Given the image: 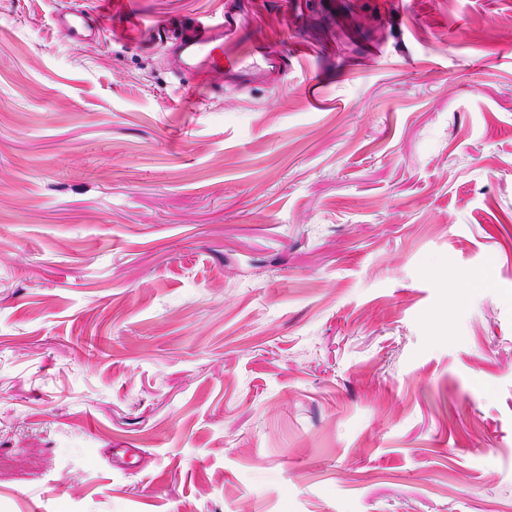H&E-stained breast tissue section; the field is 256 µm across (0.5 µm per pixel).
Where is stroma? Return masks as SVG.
<instances>
[{"label":"stroma","mask_w":512,"mask_h":512,"mask_svg":"<svg viewBox=\"0 0 512 512\" xmlns=\"http://www.w3.org/2000/svg\"><path fill=\"white\" fill-rule=\"evenodd\" d=\"M130 2L0 0V512H512V0ZM100 12L101 11L98 9H73L69 12V17L58 16L57 26L59 31L65 37L70 39H81L79 37L82 36L80 31L88 27L86 16L90 15L91 13H98L99 15ZM257 23L256 20L237 21L225 15L218 22L191 18L192 28L178 44L184 57L177 67L196 71L221 85L262 81L266 76L264 64L274 63L275 52L257 35ZM224 42H231L225 52L228 66L225 70Z\"/></svg>","instance_id":"obj_1"}]
</instances>
